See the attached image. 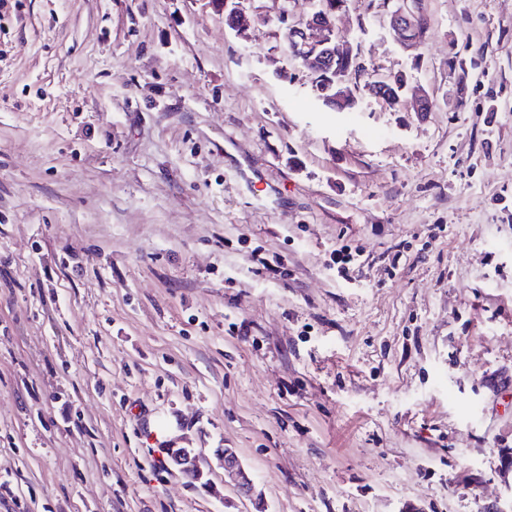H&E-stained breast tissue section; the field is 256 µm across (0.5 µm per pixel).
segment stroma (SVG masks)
Returning a JSON list of instances; mask_svg holds the SVG:
<instances>
[{
  "label": "stroma",
  "instance_id": "stroma-1",
  "mask_svg": "<svg viewBox=\"0 0 512 512\" xmlns=\"http://www.w3.org/2000/svg\"><path fill=\"white\" fill-rule=\"evenodd\" d=\"M255 3L0 0V512H512V0L412 52L347 0L425 113L332 111ZM360 250H354V254L352 252V248L347 245H342L339 249H336L335 258L333 262L336 263V271L339 277L344 280H350V270L354 271V267H358V272L360 271L361 262H358V258L362 256ZM219 456L224 466V474L233 479L241 495L250 497L254 492V484L249 474L243 468L237 452L232 448H221Z\"/></svg>",
  "mask_w": 512,
  "mask_h": 512
}]
</instances>
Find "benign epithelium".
I'll return each mask as SVG.
<instances>
[{
  "instance_id": "1",
  "label": "benign epithelium",
  "mask_w": 512,
  "mask_h": 512,
  "mask_svg": "<svg viewBox=\"0 0 512 512\" xmlns=\"http://www.w3.org/2000/svg\"><path fill=\"white\" fill-rule=\"evenodd\" d=\"M400 6L392 13L389 33L392 39L404 50L416 49L425 38L426 25L417 21L420 12L418 0H399ZM345 8L344 0H332L330 5L320 11L315 10L308 16L295 19L289 11L282 12L281 25L291 30L294 42L291 47L293 54L301 60L312 84H325L321 91L322 98L339 102L357 101V90L345 87L350 69L357 67L349 52L341 48L333 39L338 13ZM224 14L232 20V27L239 30L248 23L246 10L240 6L239 0H224ZM336 74V81L328 82V73ZM408 79H401L391 88L380 81L368 82L365 90L371 96L389 101H399L405 93ZM224 473L233 479L238 492L251 496L254 484L243 468L237 452L232 448L219 450ZM197 453L193 448H178L172 452L171 460L179 470L200 475L194 465Z\"/></svg>"
}]
</instances>
